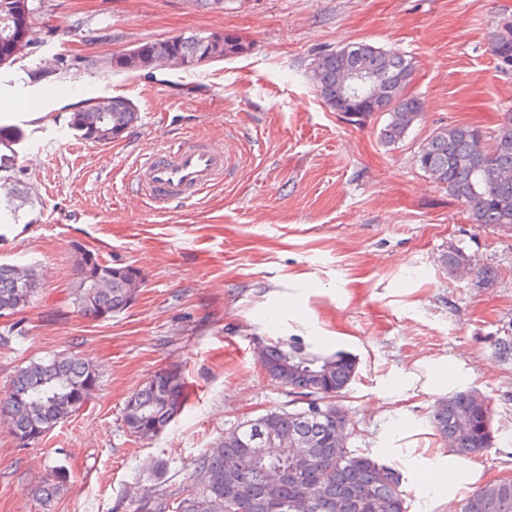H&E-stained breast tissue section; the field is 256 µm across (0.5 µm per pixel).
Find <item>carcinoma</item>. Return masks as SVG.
Masks as SVG:
<instances>
[{
	"label": "carcinoma",
	"mask_w": 512,
	"mask_h": 512,
	"mask_svg": "<svg viewBox=\"0 0 512 512\" xmlns=\"http://www.w3.org/2000/svg\"><path fill=\"white\" fill-rule=\"evenodd\" d=\"M34 9L28 0H0V34L9 41L0 45V67H8L32 43ZM502 33V48L512 52V18L502 17L493 33ZM144 57L135 64L122 52L112 55L109 67L116 72L160 69L173 55L192 68L202 63L241 55L249 44L231 34H181L167 40L138 45ZM358 67L377 80L378 96L368 102L346 96L342 75ZM414 67L405 55L368 43H354L323 54L311 64L309 78L320 97L338 112H385L388 123L381 130L387 145L403 140L421 111L419 99L409 93ZM104 114L108 129L124 132L137 119L130 101L120 97L88 100L69 116V128L78 138L101 145L108 141L99 134L98 115ZM478 129L449 125L437 129L417 155L420 168L444 186L448 195L463 203L476 224H493L512 229V112L504 113L491 149L482 150L476 140ZM75 277L72 297L87 317L107 319L127 309L137 298L141 280L130 265L112 264L99 253L77 246L74 249ZM39 288L30 266L0 263V317L21 313ZM266 375L291 394L312 398L322 412L307 409L274 410L242 423L224 434V439L195 463L199 491L148 493L138 512H224V491L233 485L238 497L230 512H268L270 502L278 512H407L400 491L401 474L336 440L337 430H350L346 413L336 406L356 374L354 359L341 351L329 357L308 354L291 342L266 346L262 363ZM99 370L76 354H58L31 360L19 367L7 392L0 396V419L22 446L38 442L57 424L77 414L99 384ZM187 396L183 374L160 369L125 401L123 423L127 434L144 442L160 435L180 412ZM272 418L285 432L299 435L304 447L271 448L266 458L253 461L245 454V442L260 436L258 423ZM432 425L444 439L460 428L470 433L455 452L468 457L492 445V412L486 398L474 389L464 390L439 403ZM311 453L314 466L296 472L300 451ZM235 459L230 472L225 461ZM283 471L273 484L269 472ZM358 482L372 489L368 505L359 508L349 501ZM59 481L36 487L33 495L43 503L54 499ZM459 512H512V480L488 484L460 504Z\"/></svg>",
	"instance_id": "cac0c4a2"
}]
</instances>
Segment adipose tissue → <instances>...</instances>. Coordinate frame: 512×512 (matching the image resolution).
Instances as JSON below:
<instances>
[{"label":"adipose tissue","mask_w":512,"mask_h":512,"mask_svg":"<svg viewBox=\"0 0 512 512\" xmlns=\"http://www.w3.org/2000/svg\"><path fill=\"white\" fill-rule=\"evenodd\" d=\"M470 376L466 362L456 356L419 359L406 372L400 394L405 399L422 394L450 395L462 390Z\"/></svg>","instance_id":"ef3b65f1"}]
</instances>
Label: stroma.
I'll return each instance as SVG.
<instances>
[{"label": "stroma", "instance_id": "obj_1", "mask_svg": "<svg viewBox=\"0 0 512 512\" xmlns=\"http://www.w3.org/2000/svg\"><path fill=\"white\" fill-rule=\"evenodd\" d=\"M34 40L0 68L1 170L17 190L0 207V262L35 268L39 288L22 331L0 345V391L29 361L67 350L101 382L80 412L39 444L20 447L0 423V512H133L148 491L197 488L194 463L226 432L273 409L306 407L271 382L256 351L281 339L357 373L339 400L355 427L351 447L402 475L408 512H457L472 494L430 498L407 453L383 454L400 416L430 445L438 396L390 397L411 361L456 355L493 409L494 443L470 456L486 483L512 477V230L475 224L418 165L438 128L481 129L493 145L512 112V71L499 69L488 35L512 0H30ZM234 34L240 56L195 68L115 72L113 53L182 33ZM363 42L404 53L421 112L398 144H384V113L329 108L308 78L320 54ZM55 72L34 80L46 61ZM43 92V109L16 99ZM99 96L127 98L135 125L108 145L76 139L70 112ZM234 156L221 185L161 212L144 207L128 177L140 156L189 136ZM135 267L136 301L109 319L82 316L71 298L73 246ZM498 277L451 272L453 251ZM179 368L183 412L158 438L123 428L126 398L156 371ZM64 467L49 510L32 487Z\"/></svg>", "mask_w": 512, "mask_h": 512}]
</instances>
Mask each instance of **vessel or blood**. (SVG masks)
<instances>
[{
    "mask_svg": "<svg viewBox=\"0 0 512 512\" xmlns=\"http://www.w3.org/2000/svg\"><path fill=\"white\" fill-rule=\"evenodd\" d=\"M228 161L224 153L193 138L140 157L135 163L136 188L154 209L173 200L194 198L222 181Z\"/></svg>",
    "mask_w": 512,
    "mask_h": 512,
    "instance_id": "vessel-or-blood-1",
    "label": "vessel or blood"
}]
</instances>
